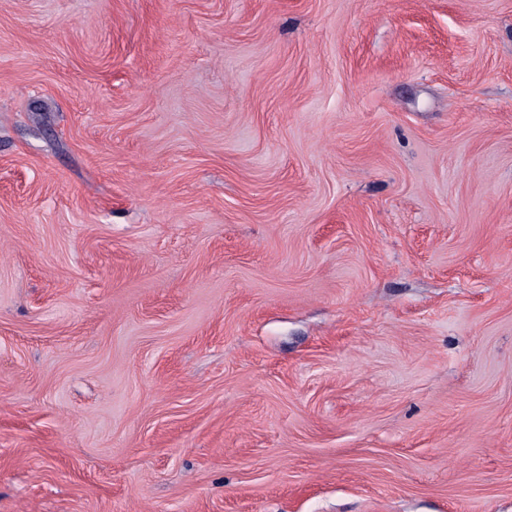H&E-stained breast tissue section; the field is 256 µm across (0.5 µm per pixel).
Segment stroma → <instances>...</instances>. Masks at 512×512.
Listing matches in <instances>:
<instances>
[{
	"label": "stroma",
	"instance_id": "35a3bbf8",
	"mask_svg": "<svg viewBox=\"0 0 512 512\" xmlns=\"http://www.w3.org/2000/svg\"><path fill=\"white\" fill-rule=\"evenodd\" d=\"M0 512H512V0H0Z\"/></svg>",
	"mask_w": 512,
	"mask_h": 512
}]
</instances>
